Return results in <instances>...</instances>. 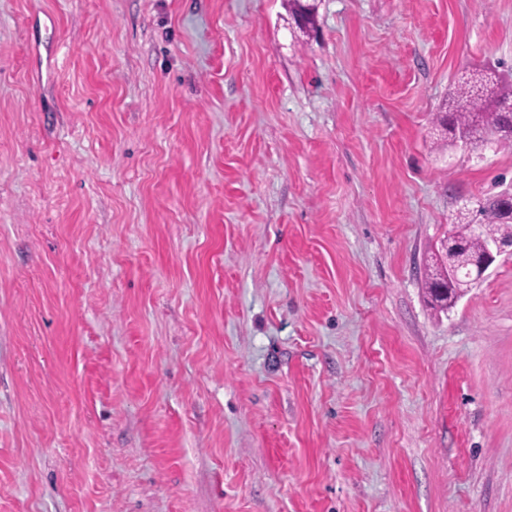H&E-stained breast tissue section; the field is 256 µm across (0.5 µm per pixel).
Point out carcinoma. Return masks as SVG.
Returning <instances> with one entry per match:
<instances>
[{"label": "carcinoma", "instance_id": "carcinoma-1", "mask_svg": "<svg viewBox=\"0 0 512 512\" xmlns=\"http://www.w3.org/2000/svg\"><path fill=\"white\" fill-rule=\"evenodd\" d=\"M293 15L308 14L305 25L299 30L311 34L316 31L315 12L308 0H289ZM438 124L447 134L446 146L457 143V131L467 128L474 138L473 147L484 144L483 136L496 135L497 142L512 146V80L493 71H485L484 83L473 84L462 77L458 80L453 95L448 100V112L437 117ZM506 193L490 195L477 203L471 210L462 208L455 218L452 236L459 242L454 252L437 249L433 270L427 274V293L434 307L448 310L454 306L455 294L467 288L461 278L448 277L450 258H456V266L461 267L470 254L479 251L488 238L512 243V220H506L500 212V205ZM483 225L482 233L475 235L471 225Z\"/></svg>", "mask_w": 512, "mask_h": 512}]
</instances>
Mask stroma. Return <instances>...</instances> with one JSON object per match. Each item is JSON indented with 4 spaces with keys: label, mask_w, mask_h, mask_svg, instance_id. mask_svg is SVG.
Returning <instances> with one entry per match:
<instances>
[{
    "label": "stroma",
    "mask_w": 512,
    "mask_h": 512,
    "mask_svg": "<svg viewBox=\"0 0 512 512\" xmlns=\"http://www.w3.org/2000/svg\"><path fill=\"white\" fill-rule=\"evenodd\" d=\"M0 0V512H512V255L424 267L512 0Z\"/></svg>",
    "instance_id": "stroma-1"
}]
</instances>
